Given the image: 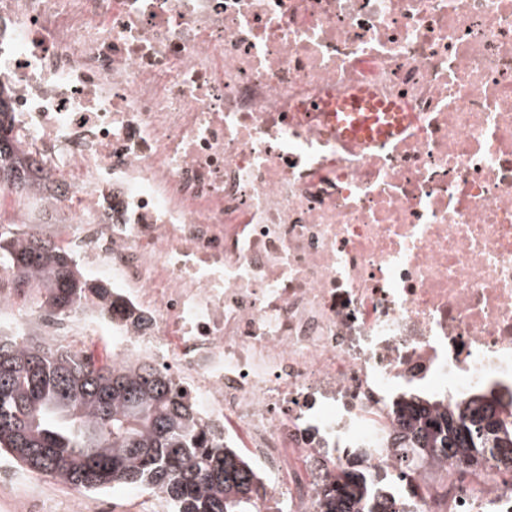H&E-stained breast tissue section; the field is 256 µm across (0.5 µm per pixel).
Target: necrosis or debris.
I'll list each match as a JSON object with an SVG mask.
<instances>
[{
    "label": "necrosis or debris",
    "instance_id": "4bbe7bcc",
    "mask_svg": "<svg viewBox=\"0 0 512 512\" xmlns=\"http://www.w3.org/2000/svg\"><path fill=\"white\" fill-rule=\"evenodd\" d=\"M0 87L42 169L14 222L56 213L147 319L42 333L173 368L255 512H315L351 462L398 476L407 394L512 393V0H0ZM360 91L399 136H337ZM432 471L415 512H512V466ZM0 494L57 496L4 460Z\"/></svg>",
    "mask_w": 512,
    "mask_h": 512
}]
</instances>
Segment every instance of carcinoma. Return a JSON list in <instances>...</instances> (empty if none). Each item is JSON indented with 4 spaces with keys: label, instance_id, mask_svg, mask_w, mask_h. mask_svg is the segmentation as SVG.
I'll use <instances>...</instances> for the list:
<instances>
[{
    "label": "carcinoma",
    "instance_id": "cac0c4a2",
    "mask_svg": "<svg viewBox=\"0 0 512 512\" xmlns=\"http://www.w3.org/2000/svg\"><path fill=\"white\" fill-rule=\"evenodd\" d=\"M0 96V194L29 199L40 169L6 123ZM16 291L38 294L36 307L54 316L89 308L116 313L141 327L104 279L88 276L76 257L41 232L20 234L0 223V271ZM416 424L397 438L411 475L440 455L479 469L512 448V405L490 391L453 407L406 404ZM0 453L30 473L83 493L121 485L144 487L170 512H253L265 488L242 454L224 447L188 384L166 366L123 359L102 362L65 338L43 336L37 324L0 334ZM376 476L340 470L317 512H412L411 500L383 506Z\"/></svg>",
    "mask_w": 512,
    "mask_h": 512
}]
</instances>
